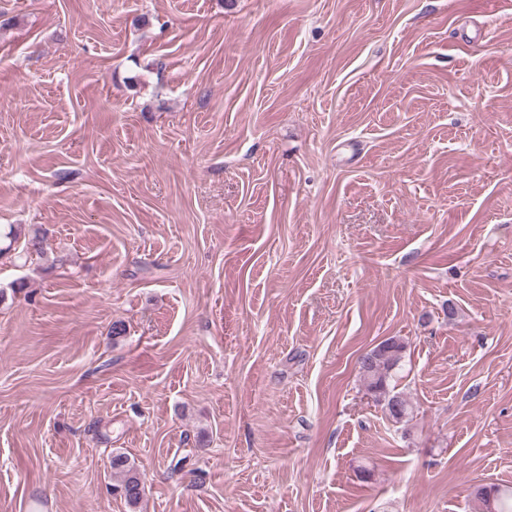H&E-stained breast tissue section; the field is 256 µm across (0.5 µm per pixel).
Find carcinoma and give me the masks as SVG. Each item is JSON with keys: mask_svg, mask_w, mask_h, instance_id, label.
I'll return each instance as SVG.
<instances>
[{"mask_svg": "<svg viewBox=\"0 0 512 512\" xmlns=\"http://www.w3.org/2000/svg\"><path fill=\"white\" fill-rule=\"evenodd\" d=\"M407 344L400 338L391 337L376 345L359 358V371L368 392L394 423H406L412 413L407 398L395 391L393 384L402 362ZM112 472L121 478L115 490L128 503H138L145 494V485L138 468L124 454H116L111 460ZM486 512H512V491L496 487L479 486L474 491Z\"/></svg>", "mask_w": 512, "mask_h": 512, "instance_id": "1", "label": "carcinoma"}]
</instances>
